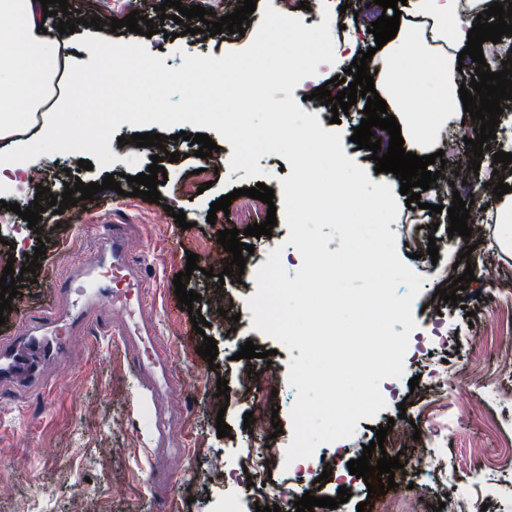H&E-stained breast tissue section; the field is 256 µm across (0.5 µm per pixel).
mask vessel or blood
I'll list each match as a JSON object with an SVG mask.
<instances>
[{"label":"vessel or blood","mask_w":512,"mask_h":512,"mask_svg":"<svg viewBox=\"0 0 512 512\" xmlns=\"http://www.w3.org/2000/svg\"><path fill=\"white\" fill-rule=\"evenodd\" d=\"M98 241L91 262L51 284L66 306L26 309L21 332L0 342V385L37 379L46 364L66 358L74 337L98 335L123 339L152 401L173 387L162 333L148 317L145 270L129 257L126 225L100 222Z\"/></svg>","instance_id":"obj_1"}]
</instances>
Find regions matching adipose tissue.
<instances>
[{
  "label": "adipose tissue",
  "instance_id": "1",
  "mask_svg": "<svg viewBox=\"0 0 512 512\" xmlns=\"http://www.w3.org/2000/svg\"><path fill=\"white\" fill-rule=\"evenodd\" d=\"M42 19L40 0H0V194L27 176L31 158L52 143L49 134L36 139L22 129L19 113H28L50 132L68 112H112L114 95L130 86L148 91L162 80L147 66L138 65V49L126 44L122 63L99 73L80 71L70 82L58 84L57 49L62 37L52 30L41 32ZM474 22V14L461 13L459 0H413L411 12L400 18L395 38L373 56L369 68L375 89L390 111L402 113L407 151L431 150L435 135L461 112L463 77L455 63ZM240 75V66L217 69L192 57L181 78L200 91L235 85ZM417 102L422 103V111H414Z\"/></svg>",
  "mask_w": 512,
  "mask_h": 512
}]
</instances>
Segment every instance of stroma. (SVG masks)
I'll use <instances>...</instances> for the list:
<instances>
[{
	"instance_id": "obj_1",
	"label": "stroma",
	"mask_w": 512,
	"mask_h": 512,
	"mask_svg": "<svg viewBox=\"0 0 512 512\" xmlns=\"http://www.w3.org/2000/svg\"><path fill=\"white\" fill-rule=\"evenodd\" d=\"M163 27V32L148 39L121 28L114 31L112 43L117 47L128 41L144 43L152 55L163 57L165 66L173 69L182 65L184 54L219 58L252 41L251 36L228 33L198 43L185 35L184 24L168 19ZM344 69L341 63L320 64L315 79H303L293 97L302 110L317 116L323 129L342 135L346 156L369 171L371 181L376 182L380 176L374 171L375 161L369 160L368 150L357 148L351 140L361 123L365 98H358L336 124L331 120L330 107L310 97L317 86L343 75ZM135 131V126L127 123L118 127L116 140L109 143L115 157L110 165L82 170L77 165L78 154L52 153L37 163L35 171L43 175L45 186L57 197L65 184L78 180L99 183L108 174L135 176L147 172L150 148L129 141L124 146L117 143L118 137L128 139ZM183 131L194 134L198 128L189 123L171 127L175 139L170 149L179 152L181 158L166 163L167 180L158 188L160 200L156 203L108 189L95 194L86 206L76 205L41 219L42 231L37 234L23 228L22 218L11 210L12 204L25 208L34 201L35 185L30 180L18 185L6 195L7 206L0 210V270L11 256L17 265H25L27 254L33 253L39 239H46V253L39 259L38 286H23L11 302L12 310L5 319L6 329L11 330L17 326L22 310L43 303L55 275L92 253L97 230L88 224V217L105 209L114 221L127 224L133 238L131 258L148 271L147 291L156 299L150 314L161 329L178 381L176 390L163 402L173 417L170 436L183 443L186 452L181 457L157 454L153 405L144 398L141 383L121 351L104 338H80L67 360L48 365L41 379L0 388V512H224L225 502L233 499L263 507L268 500L260 486L247 485L236 473L252 449L266 446L273 450L270 481L282 490L276 500L281 512H296L294 503L306 489H313L315 496L333 498L342 486L351 490L349 501L334 511L318 507L314 512H360L356 506L361 502L366 505L368 489L363 479L350 475L347 464L359 458L364 445L374 440L376 426L402 413L413 419L420 431L416 447L428 449L433 462L446 465L453 491L466 502L469 512H512V484L501 481L498 470L500 462L512 461V393L480 387L461 393L449 391L453 406L442 417L453 421L454 426L451 431L434 435L420 415L427 387L409 385L410 378L425 374L428 366L461 347H480L483 365L493 369L503 340H512V330L503 338L481 333L489 314L485 299L493 292L492 276L512 275V251H504L499 244L496 217L502 200L488 195L485 232L473 250L464 237L449 236L448 220H440L435 233L439 257L435 260L426 246L414 241L413 219L420 212L419 206L399 207L389 228L396 235L400 259L422 280L421 293L413 306L416 326L404 356L405 373L394 383L381 384L386 407L368 425H357L350 438L321 445L306 464L289 465L285 462L292 439L289 412L297 393L288 382L291 354L254 329L247 300L257 290L255 272L271 250L282 248V262L288 272H295L300 262L294 256V246L286 242L289 229L281 222L271 236L245 237V244L253 246L254 253L248 256L241 277L219 279L226 253L217 242L218 232L228 227L242 230L246 223L239 200H232L229 215H218L212 224L207 221L210 205L233 190L255 186L256 181L246 178L244 170H230L227 161L233 149L213 130L209 136L219 140L223 163L210 174V188L191 198L181 195L179 187L189 180L192 171L213 164L211 158L194 156L193 146L179 137ZM133 156L139 159L134 167L127 163ZM170 207L185 213L189 229H182L172 215H167ZM190 252L197 254L199 268L193 271L188 287L199 294L195 306L208 323L201 335L193 329L187 310L176 305L167 309L161 303L162 298H174L173 280L184 270ZM464 252L470 255L476 279L465 291L464 306L453 307L435 297L434 292L442 287L444 273L452 271ZM208 268L214 270V277L205 276ZM218 293L232 300L240 315L234 328H226L214 315L211 298ZM208 336L218 347L213 368L197 353ZM249 340L273 352L272 359L255 358L248 363L259 373L270 365L276 368L275 394L247 391L241 381L242 369L248 363L238 359L237 353ZM221 378L230 388L225 398L217 394L216 383ZM462 404L482 407L483 419L458 420L456 408ZM257 405L267 411L277 410L281 427L278 437L256 436L244 430L245 413ZM220 416L231 428L230 435L223 438L216 428ZM480 434L485 437V448L477 457L469 444ZM327 467L332 475L324 483L319 476ZM413 479V474L395 470V486L387 490V497L396 500L399 512H404L413 499L418 502L417 512H435V504L442 499L440 487L417 485ZM361 512L374 510L366 505Z\"/></svg>"
}]
</instances>
